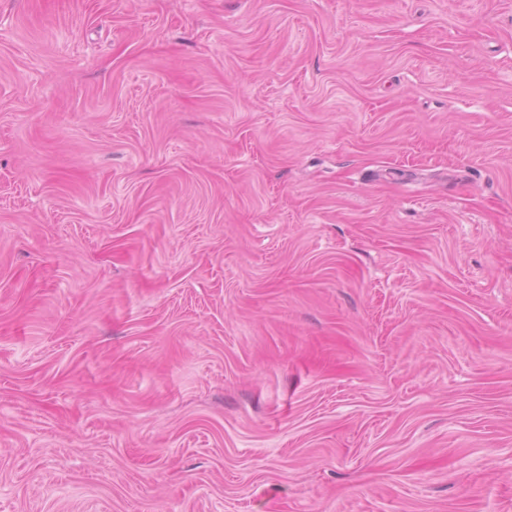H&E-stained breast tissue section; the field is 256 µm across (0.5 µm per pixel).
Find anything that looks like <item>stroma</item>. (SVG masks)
Returning a JSON list of instances; mask_svg holds the SVG:
<instances>
[{"label":"stroma","instance_id":"stroma-1","mask_svg":"<svg viewBox=\"0 0 512 512\" xmlns=\"http://www.w3.org/2000/svg\"><path fill=\"white\" fill-rule=\"evenodd\" d=\"M0 512H512V0H0Z\"/></svg>","mask_w":512,"mask_h":512}]
</instances>
